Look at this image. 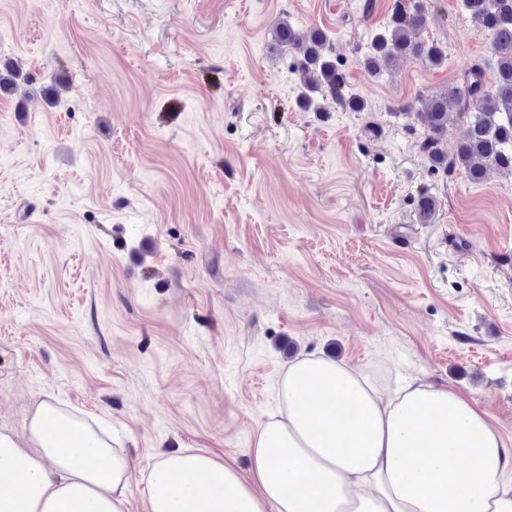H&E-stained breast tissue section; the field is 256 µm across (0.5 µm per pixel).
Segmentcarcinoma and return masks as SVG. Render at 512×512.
<instances>
[{
	"label": "carcinoma",
	"mask_w": 512,
	"mask_h": 512,
	"mask_svg": "<svg viewBox=\"0 0 512 512\" xmlns=\"http://www.w3.org/2000/svg\"><path fill=\"white\" fill-rule=\"evenodd\" d=\"M476 31L490 39L494 61V81L486 85L484 71L475 67L459 84H450L432 94L421 109L413 113L423 130L421 147L435 169H463L471 181L482 182L493 171H512V0H462ZM428 24V11L413 2L398 3L384 30L375 34L361 63L379 74L401 57L416 56L431 67L446 61L437 43L425 44L416 34ZM274 41L293 54V70L301 79L298 103L304 110L321 111L316 98H329L350 112L365 109L361 96L350 90L336 60L326 53L327 34L320 28L300 31L282 21L273 30ZM21 67L14 61L0 63V91L14 87ZM465 111L467 129L453 154L441 143L448 132V101Z\"/></svg>",
	"instance_id": "1"
}]
</instances>
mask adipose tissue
<instances>
[{
  "label": "adipose tissue",
  "instance_id": "1",
  "mask_svg": "<svg viewBox=\"0 0 512 512\" xmlns=\"http://www.w3.org/2000/svg\"><path fill=\"white\" fill-rule=\"evenodd\" d=\"M255 434L249 475L205 452L160 454L145 512H512V445L454 391L383 398L358 369L294 361ZM131 461L100 421L54 399L0 432V512H128Z\"/></svg>",
  "mask_w": 512,
  "mask_h": 512
}]
</instances>
